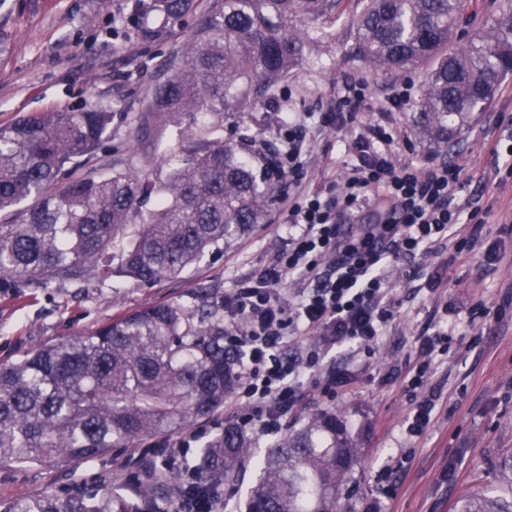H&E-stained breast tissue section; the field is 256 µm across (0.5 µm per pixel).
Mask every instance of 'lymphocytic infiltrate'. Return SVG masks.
Wrapping results in <instances>:
<instances>
[{
    "label": "lymphocytic infiltrate",
    "instance_id": "lymphocytic-infiltrate-1",
    "mask_svg": "<svg viewBox=\"0 0 512 512\" xmlns=\"http://www.w3.org/2000/svg\"><path fill=\"white\" fill-rule=\"evenodd\" d=\"M411 89L407 82L391 88L377 119L355 141L344 172L316 188L301 185L306 118L294 112L282 118L280 170L297 187L286 204L288 246L250 285L234 292L229 302L234 325L224 338L243 355L235 392L246 408L243 424L269 434L279 431L282 415L303 396L304 374L321 370L320 349H310L302 363L282 356L289 337L313 333L331 345L347 344L350 352L372 353L394 317L385 275L391 258L415 256L447 239L452 259L468 257L470 238H452V229L484 224L486 214L463 195L470 182L464 166L443 162L427 168L398 159L410 138L395 115L409 104ZM367 97L365 81L347 82L318 113L317 126L342 130ZM378 199L391 207L395 221L358 240L345 239L344 220ZM299 280L303 289L287 302L284 285ZM456 331L452 325L416 340L417 359L404 384L413 404L412 434L423 432L437 407L428 390L431 366L437 353L450 349Z\"/></svg>",
    "mask_w": 512,
    "mask_h": 512
}]
</instances>
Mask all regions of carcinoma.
Listing matches in <instances>:
<instances>
[{"mask_svg":"<svg viewBox=\"0 0 512 512\" xmlns=\"http://www.w3.org/2000/svg\"><path fill=\"white\" fill-rule=\"evenodd\" d=\"M470 0H220L168 63L135 118L148 138L173 126L178 147L164 174L80 171L112 121L108 108L43 112L0 126V290L117 272L141 283L174 278L261 224L281 173L274 148L255 154L260 132L245 123L314 52L308 20L350 14L357 58L374 73L429 65L418 102L425 131L446 143L488 110L512 73V24L497 22L448 50ZM210 119L209 137L182 129ZM239 124L236 139L217 133ZM224 298L149 306L0 365V466L89 462L137 448L224 407L238 385L224 346ZM362 448L332 410L312 414L257 457L244 431L224 427L193 464L206 496L244 481L238 512H343ZM171 480L155 464L135 496L105 485L95 494L53 491L0 503V512H168ZM455 512H512V497L461 498Z\"/></svg>","mask_w":512,"mask_h":512,"instance_id":"1","label":"carcinoma"}]
</instances>
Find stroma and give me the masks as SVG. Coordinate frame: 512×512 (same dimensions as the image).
I'll return each instance as SVG.
<instances>
[{
	"label": "stroma",
	"mask_w": 512,
	"mask_h": 512,
	"mask_svg": "<svg viewBox=\"0 0 512 512\" xmlns=\"http://www.w3.org/2000/svg\"><path fill=\"white\" fill-rule=\"evenodd\" d=\"M218 0H189L178 23L167 20L163 0H0V125L51 110H72L87 103L108 107L112 122L87 169L134 167L157 172L176 132L139 137L134 118L165 78V65L190 38L196 22ZM306 29L328 30L317 44V58L297 66L276 90L275 99L258 102L247 122L263 139L276 142L286 112H317L342 85L353 79L369 84V96L354 123L341 132L307 131L309 163L305 181L336 178L347 158L346 146L373 122L391 85L408 81L421 87L425 71L371 72L351 54L347 22L333 26L306 22ZM400 119L412 149L404 160L422 166L444 161L464 164L472 181L465 190L487 209L481 228L456 225L458 235L472 236L467 261L447 265V250L402 257L386 275L395 304L391 321L373 356L349 359L342 345L328 347L325 371L335 372V391L324 392L315 377L305 376L300 405L281 419L295 428L311 413L336 411L364 443L363 457L352 474L348 512H454L468 493L497 488L499 463L512 455V316L481 322V340L459 337L449 353L433 363L431 387L440 397L436 416L423 435L409 436L406 421L412 405L401 387L400 371L415 358V341L445 322L465 321L477 302L495 306L512 286V237L500 234L512 223V178L496 176L485 142L508 141L512 131L497 128L487 116L463 127L457 139L440 146L424 131L417 107ZM288 244L284 204L275 200L264 223L254 225L223 252L205 256L176 278L151 284L89 274L55 279L15 292L0 291V363L41 345L90 330L118 315L162 303L192 304L203 291L230 296L267 269ZM498 248L497 264L483 263ZM447 275V286L429 291L431 276ZM389 382H382L384 373ZM233 401L223 410L181 433L147 441L137 448H115L90 462L62 467H0V500L46 490L92 494L103 485L134 494L140 473L154 449L197 432L200 449L226 423H239Z\"/></svg>",
	"instance_id": "obj_1"
}]
</instances>
